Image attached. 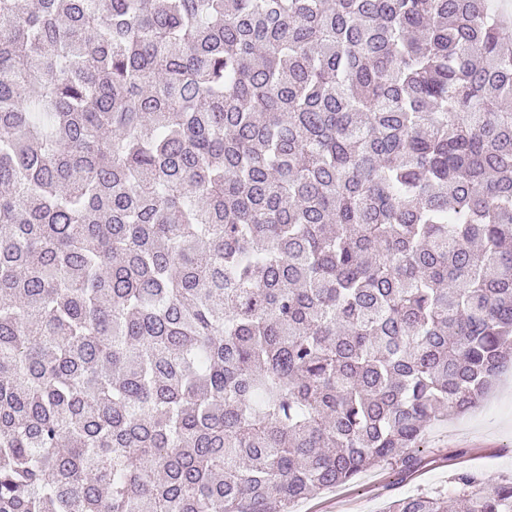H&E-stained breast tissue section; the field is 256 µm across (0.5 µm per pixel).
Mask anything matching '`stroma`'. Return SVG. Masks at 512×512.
<instances>
[{
  "instance_id": "stroma-1",
  "label": "stroma",
  "mask_w": 512,
  "mask_h": 512,
  "mask_svg": "<svg viewBox=\"0 0 512 512\" xmlns=\"http://www.w3.org/2000/svg\"><path fill=\"white\" fill-rule=\"evenodd\" d=\"M418 456L420 464L410 476L391 466L373 468L298 501L293 512H386L393 501L422 491L451 492L450 478L459 471L490 479L512 476V365L474 409L428 425Z\"/></svg>"
}]
</instances>
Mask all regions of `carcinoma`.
<instances>
[{"mask_svg":"<svg viewBox=\"0 0 512 512\" xmlns=\"http://www.w3.org/2000/svg\"><path fill=\"white\" fill-rule=\"evenodd\" d=\"M508 362L495 0H0V512H292Z\"/></svg>","mask_w":512,"mask_h":512,"instance_id":"obj_1","label":"carcinoma"}]
</instances>
